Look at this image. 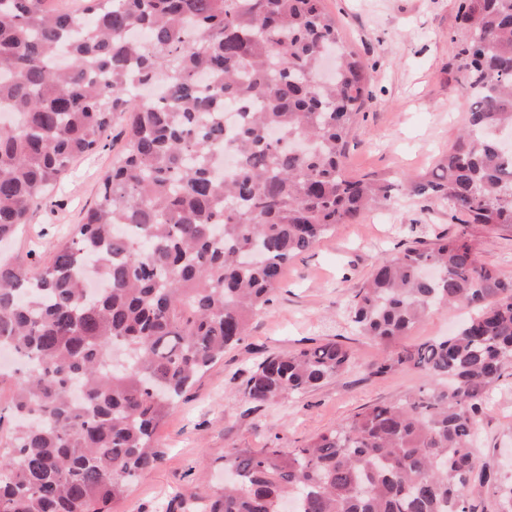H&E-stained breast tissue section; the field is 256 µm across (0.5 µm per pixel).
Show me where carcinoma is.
<instances>
[{"label": "carcinoma", "mask_w": 512, "mask_h": 512, "mask_svg": "<svg viewBox=\"0 0 512 512\" xmlns=\"http://www.w3.org/2000/svg\"><path fill=\"white\" fill-rule=\"evenodd\" d=\"M0 0V242L27 223L115 120L127 142L97 199L42 268L0 258V350L13 428L0 451V512H114L160 462L170 409L267 308L284 268L338 224L388 205L395 184L351 178L348 138L369 98L325 0ZM466 126L401 189L465 216L453 235L381 258L350 325L382 351L372 374L433 384L371 405L298 448H233L236 484L210 512H474L467 488L490 394L512 378V279L481 263L469 225L512 230V0H459ZM162 86L158 100L141 89ZM241 122L224 126L223 113ZM237 156L224 173L217 159ZM476 308L458 330L397 343L431 313ZM336 341L254 365L256 403L337 378ZM482 484L512 512V483Z\"/></svg>", "instance_id": "1"}]
</instances>
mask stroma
I'll return each instance as SVG.
<instances>
[{"instance_id": "1", "label": "stroma", "mask_w": 512, "mask_h": 512, "mask_svg": "<svg viewBox=\"0 0 512 512\" xmlns=\"http://www.w3.org/2000/svg\"><path fill=\"white\" fill-rule=\"evenodd\" d=\"M458 0H325L346 48L368 69L371 95L348 138L351 175L403 182L429 172L466 123L470 100L454 60L462 33ZM113 125L105 147L74 161L49 203L34 209L0 255L50 263L55 248L96 198L100 178L124 145ZM447 209L399 194L355 224H341L288 266L273 297L253 317L240 344L224 352L186 391L158 432L161 461L145 471L119 512H206L224 486V455L233 448H296L314 434L362 411L417 391L425 377L413 369L384 375L369 367L378 346L358 336L345 307L377 261L414 240L457 232ZM483 263L512 279V233L475 227ZM458 306L428 316L401 343L409 347L448 335L468 315ZM333 340L349 348L354 366L301 396L254 403L244 395L252 363L261 356ZM512 454V383L495 389L478 427L479 466L502 468Z\"/></svg>"}]
</instances>
